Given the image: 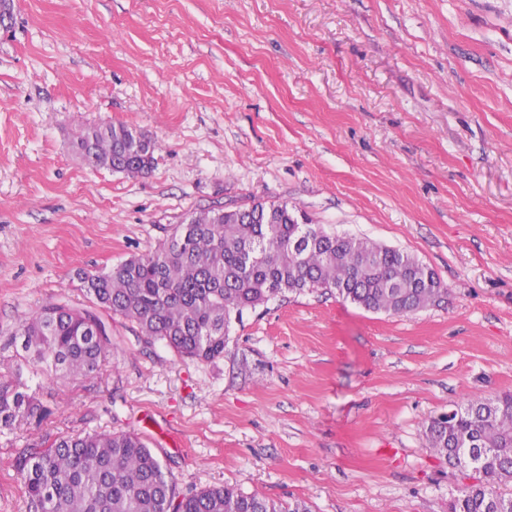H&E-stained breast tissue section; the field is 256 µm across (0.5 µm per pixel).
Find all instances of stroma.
Listing matches in <instances>:
<instances>
[{
    "instance_id": "35a3bbf8",
    "label": "stroma",
    "mask_w": 512,
    "mask_h": 512,
    "mask_svg": "<svg viewBox=\"0 0 512 512\" xmlns=\"http://www.w3.org/2000/svg\"><path fill=\"white\" fill-rule=\"evenodd\" d=\"M0 31V341L85 271L158 249L204 209L255 202L417 256L448 293L404 316L293 294L180 359L114 318L88 378L0 357L48 414L12 457L83 431L138 434L180 494L229 485L312 512H448L462 483L424 427L512 394V0H14ZM124 123L159 142L130 178L71 144Z\"/></svg>"
}]
</instances>
